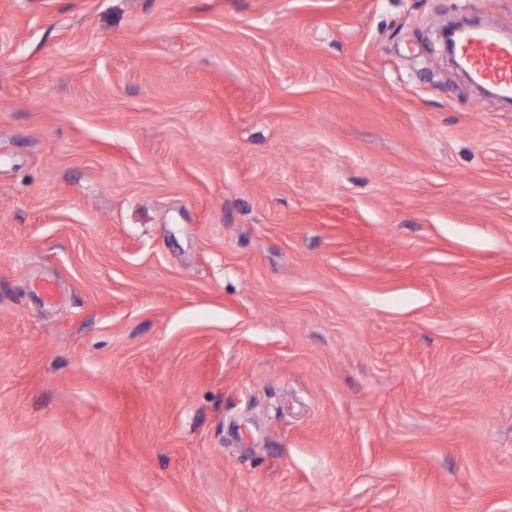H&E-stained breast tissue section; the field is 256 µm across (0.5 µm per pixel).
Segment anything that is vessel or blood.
<instances>
[{
  "label": "vessel or blood",
  "instance_id": "obj_1",
  "mask_svg": "<svg viewBox=\"0 0 512 512\" xmlns=\"http://www.w3.org/2000/svg\"><path fill=\"white\" fill-rule=\"evenodd\" d=\"M467 66L483 81L512 90V43L484 29L459 46Z\"/></svg>",
  "mask_w": 512,
  "mask_h": 512
}]
</instances>
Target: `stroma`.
Returning <instances> with one entry per match:
<instances>
[{"instance_id":"obj_1","label":"stroma","mask_w":512,"mask_h":512,"mask_svg":"<svg viewBox=\"0 0 512 512\" xmlns=\"http://www.w3.org/2000/svg\"><path fill=\"white\" fill-rule=\"evenodd\" d=\"M464 13L512 34L0 0V512H512V105L437 61Z\"/></svg>"}]
</instances>
